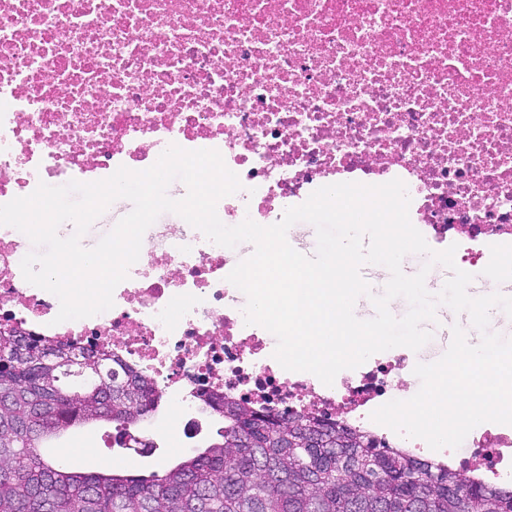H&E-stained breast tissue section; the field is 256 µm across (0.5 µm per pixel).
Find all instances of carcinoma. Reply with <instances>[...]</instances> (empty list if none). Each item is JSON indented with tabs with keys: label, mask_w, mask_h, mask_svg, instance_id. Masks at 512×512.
<instances>
[{
	"label": "carcinoma",
	"mask_w": 512,
	"mask_h": 512,
	"mask_svg": "<svg viewBox=\"0 0 512 512\" xmlns=\"http://www.w3.org/2000/svg\"><path fill=\"white\" fill-rule=\"evenodd\" d=\"M91 363L104 379L87 375ZM160 399L106 347L0 335V512H512V489L338 422L235 400L211 403L220 441L161 473H86L42 452L73 427L122 430Z\"/></svg>",
	"instance_id": "1"
}]
</instances>
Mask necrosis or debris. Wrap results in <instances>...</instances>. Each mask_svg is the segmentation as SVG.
<instances>
[{"label":"necrosis or debris","instance_id":"necrosis-or-debris-1","mask_svg":"<svg viewBox=\"0 0 512 512\" xmlns=\"http://www.w3.org/2000/svg\"><path fill=\"white\" fill-rule=\"evenodd\" d=\"M218 150L242 188L220 220L279 221L316 189L402 180L428 243L476 266L512 244V0H0V204L38 183L144 170L170 145ZM111 309L57 322L0 226V322L112 348L198 423L208 398L342 420L420 458L512 485V426L466 457L373 422L409 354L378 353L333 385L284 370L244 321L222 246L163 225Z\"/></svg>","mask_w":512,"mask_h":512}]
</instances>
